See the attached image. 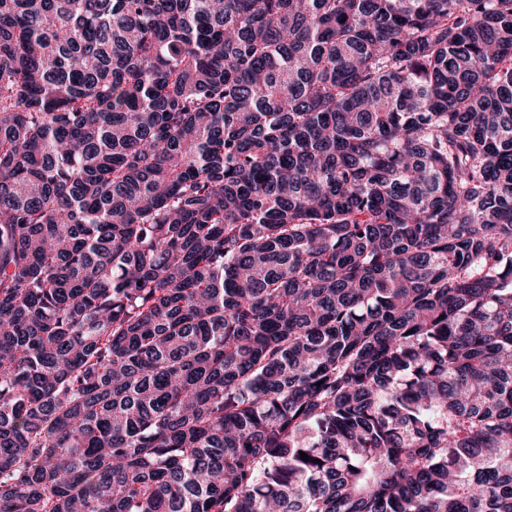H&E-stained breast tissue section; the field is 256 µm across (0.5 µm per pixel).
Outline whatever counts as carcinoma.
I'll use <instances>...</instances> for the list:
<instances>
[{"mask_svg":"<svg viewBox=\"0 0 512 512\" xmlns=\"http://www.w3.org/2000/svg\"><path fill=\"white\" fill-rule=\"evenodd\" d=\"M0 512H512V0H0Z\"/></svg>","mask_w":512,"mask_h":512,"instance_id":"cac0c4a2","label":"carcinoma"}]
</instances>
